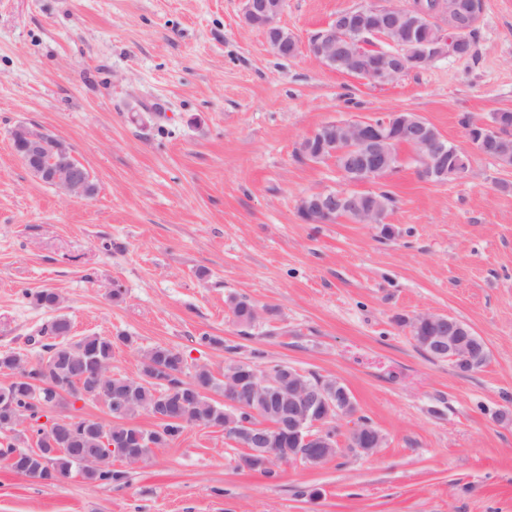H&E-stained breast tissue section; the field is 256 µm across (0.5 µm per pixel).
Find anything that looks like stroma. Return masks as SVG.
I'll return each mask as SVG.
<instances>
[{
	"label": "stroma",
	"mask_w": 512,
	"mask_h": 512,
	"mask_svg": "<svg viewBox=\"0 0 512 512\" xmlns=\"http://www.w3.org/2000/svg\"><path fill=\"white\" fill-rule=\"evenodd\" d=\"M363 0H286L298 38ZM242 0H0V353L59 317L72 338L131 336L114 374L167 344L189 364L283 363L340 379L385 441L271 480L195 423L120 482L54 483L0 465V512H512V167L472 153L467 177L422 179L408 147L378 180L389 229L307 224L301 197L346 191L303 160L327 122L413 112L466 147L463 117L512 111V0H484L471 56L385 87L307 54L282 59ZM53 133L97 184L89 199L33 176L9 132ZM55 292L44 308L33 293ZM259 309L236 324L233 298ZM467 323L489 350L463 374L401 318ZM217 344H207V337Z\"/></svg>",
	"instance_id": "obj_1"
}]
</instances>
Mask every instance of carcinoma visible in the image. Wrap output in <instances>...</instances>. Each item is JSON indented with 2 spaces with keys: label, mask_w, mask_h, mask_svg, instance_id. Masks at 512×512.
I'll return each mask as SVG.
<instances>
[{
  "label": "carcinoma",
  "mask_w": 512,
  "mask_h": 512,
  "mask_svg": "<svg viewBox=\"0 0 512 512\" xmlns=\"http://www.w3.org/2000/svg\"><path fill=\"white\" fill-rule=\"evenodd\" d=\"M70 330L71 324L64 317L53 322L51 334L58 341L42 345L51 365L41 376L35 373L24 375L29 361L20 354L11 351L0 353V370L14 376L9 385L0 387V431H13L28 420L37 421L45 403L58 404L67 397L75 401L95 400L98 393L117 386L127 394V415H114L108 424L110 439L117 447L104 449L94 465L83 468L79 464L81 454L101 447L98 426L78 425L67 431L65 438L58 440L55 447L45 442V432L37 429V449L14 447L17 459L13 471L26 476L32 473L40 481L53 483L77 468L91 481H118L123 474L112 470V457H120L129 466L139 463L138 457L123 453L120 445L139 436L160 449L168 447L181 436L184 423L169 422L153 430H144L132 423L139 412H151L163 398L182 410L186 416L185 423L198 422L206 427L225 428L224 405L205 395L209 390L223 387L224 381L216 378L208 367L191 366L179 349L156 344L143 352L142 359H149L161 367L160 374L167 383L148 381L154 372L145 368L136 378L114 377L111 372L114 347L119 343H131V338L89 335L71 339ZM37 380L53 384L57 391L35 384Z\"/></svg>",
  "instance_id": "cac0c4a2"
}]
</instances>
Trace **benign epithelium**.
Instances as JSON below:
<instances>
[{"label":"benign epithelium","instance_id":"obj_1","mask_svg":"<svg viewBox=\"0 0 512 512\" xmlns=\"http://www.w3.org/2000/svg\"><path fill=\"white\" fill-rule=\"evenodd\" d=\"M285 0H244L243 22L261 30L271 51L284 58L307 52L330 68L339 64L357 76L378 85H388L400 76L419 70L432 61L451 54L467 57L472 53L468 28L479 22L482 0H396L394 5L377 0L343 12L302 42L279 24ZM399 130L419 163L420 176L432 182L463 179L469 172V150L457 149L452 166H447L448 141L425 119L411 112H389L360 122L321 125L302 140L298 155L310 160V140H327L350 145V160L369 183L387 175L394 154L393 130ZM478 133L465 131L470 150L498 162L512 160V133L503 132L492 120L477 122ZM23 135L36 145L46 132L25 125L14 127L10 139ZM377 190L369 194L353 191H322L302 197L298 213L308 224H321L332 216L354 224H385V209ZM410 334L422 327L432 335L421 337L424 346L444 356L456 368L483 354V347L471 330L459 327L455 318L438 313H422L403 322ZM240 382L224 386V422L238 435L244 450V464L256 457L278 463L303 462L321 465L340 453L336 421L349 420V450L371 456L384 442L383 434L360 418L357 403L349 388L337 378H321L313 383L307 374L280 365L250 373L249 401L239 398ZM252 403L265 409L263 415L275 420L288 447L273 448L258 427L238 421L239 412Z\"/></svg>","mask_w":512,"mask_h":512}]
</instances>
